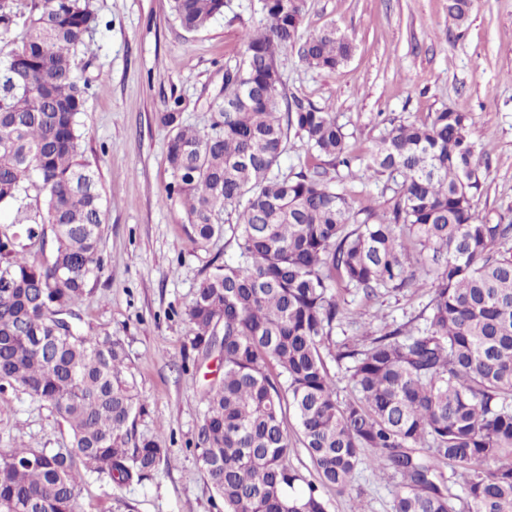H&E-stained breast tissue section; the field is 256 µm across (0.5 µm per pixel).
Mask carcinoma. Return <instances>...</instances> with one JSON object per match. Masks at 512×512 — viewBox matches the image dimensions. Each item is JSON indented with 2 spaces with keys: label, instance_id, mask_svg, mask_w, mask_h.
I'll use <instances>...</instances> for the list:
<instances>
[{
  "label": "carcinoma",
  "instance_id": "cac0c4a2",
  "mask_svg": "<svg viewBox=\"0 0 512 512\" xmlns=\"http://www.w3.org/2000/svg\"><path fill=\"white\" fill-rule=\"evenodd\" d=\"M267 23L246 39L242 62L210 102V131L159 113L170 129V192L198 239L228 233L238 258L209 271L185 309L192 336L184 361L218 354L223 372L202 394L194 448L218 497L217 512H326L290 463L288 415L322 484L345 492L357 467L401 476L392 512H458L440 464L461 469L465 512H512V215L481 220L484 173L467 114L392 128L360 178L395 185L391 217L352 225L353 198L314 165L284 174L288 132L316 157L358 159L336 115L288 101L277 61L298 46L311 68L334 71L352 42L332 27L305 40L306 0H261ZM187 32L209 25L224 0H172ZM469 0H448L467 22ZM14 0H0V393L50 406L66 425L64 448L0 454V512H77L88 474L125 484L168 458L138 433L144 403L118 339L94 336L76 311L100 269L104 202L81 159L79 114L88 84L73 71L98 24L91 0H42L21 41ZM44 211L30 214V182ZM50 258L30 256L28 246ZM371 298L381 288H425L426 326L364 331L328 345L339 320L332 284ZM349 373L336 395L325 359ZM278 368L275 375L268 364Z\"/></svg>",
  "mask_w": 512,
  "mask_h": 512
}]
</instances>
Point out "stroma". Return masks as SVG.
I'll return each mask as SVG.
<instances>
[{"instance_id": "obj_1", "label": "stroma", "mask_w": 512, "mask_h": 512, "mask_svg": "<svg viewBox=\"0 0 512 512\" xmlns=\"http://www.w3.org/2000/svg\"><path fill=\"white\" fill-rule=\"evenodd\" d=\"M224 11L197 32L175 21L170 0H93L98 26L74 73L91 84L80 121L82 158L99 173L106 203L101 269L78 306L81 324L119 339L146 408L139 433L157 436L169 459L141 482L90 478L79 485L81 512H215L216 494L194 448L202 424L201 394L219 373L216 357L188 367L190 326L182 312L213 265L237 255L235 241L194 242L179 198L169 196L168 128L160 112L177 108L183 124L209 130L211 98L239 63L244 35L265 19L260 0H224ZM336 27L353 43L333 72L309 68L296 50L278 60L288 98L335 112L361 156L391 125L430 114L467 113L486 173L475 209L494 224L512 205V0H474L461 27L448 19V0H306L299 35ZM320 164L357 208L383 213L392 196L384 180H361L350 169ZM343 311L333 339L362 327L424 323L426 291H362L336 284ZM66 426L27 394H0V451L26 444L61 448ZM395 478L360 467L351 490L325 488L327 512H392Z\"/></svg>"}]
</instances>
